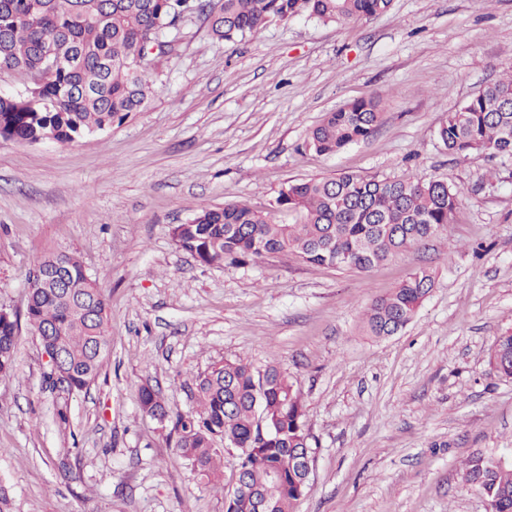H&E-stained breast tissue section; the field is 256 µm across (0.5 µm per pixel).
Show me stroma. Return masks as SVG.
Returning a JSON list of instances; mask_svg holds the SVG:
<instances>
[{"mask_svg":"<svg viewBox=\"0 0 512 512\" xmlns=\"http://www.w3.org/2000/svg\"><path fill=\"white\" fill-rule=\"evenodd\" d=\"M171 36L148 106L122 123L67 144L0 137V306L24 313L36 258L74 253L107 297L111 336L98 378L71 393L20 322L0 378L9 512H224L137 393L152 384L171 413H192L195 377L238 358L279 366L302 392L317 448L298 512H487L463 470L512 449V378L489 366L512 330V156L448 154L438 131L512 69V0L272 17L232 41L193 15ZM372 95V137L309 147L326 113ZM340 173L447 181V236L366 272L292 255L205 266L172 238L201 207L266 211L288 184ZM421 267L435 284L412 321L365 336L372 300Z\"/></svg>","mask_w":512,"mask_h":512,"instance_id":"obj_1","label":"stroma"}]
</instances>
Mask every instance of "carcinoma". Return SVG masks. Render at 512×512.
Returning <instances> with one entry per match:
<instances>
[{
	"label": "carcinoma",
	"mask_w": 512,
	"mask_h": 512,
	"mask_svg": "<svg viewBox=\"0 0 512 512\" xmlns=\"http://www.w3.org/2000/svg\"><path fill=\"white\" fill-rule=\"evenodd\" d=\"M392 0H0V71L39 82L23 95H0V137L23 143L52 138L66 144L105 131L143 108L151 94L148 72L175 49L166 36L172 23L198 15L213 38L230 41L258 32L270 16L306 13L323 22L367 20ZM52 44L66 64L46 72L42 50ZM382 121L380 100L369 97L326 113L309 145L332 154L370 138ZM452 155H512V71L448 113L439 130ZM458 191L447 182H424L344 173L291 183L276 200L277 219L237 202L203 207L187 224L171 229L176 244L205 265L241 267L272 255L340 270L365 272L432 237L448 233ZM434 276L409 274L365 313L364 330L393 336L413 319L431 292ZM107 299L73 253L36 259L28 279L26 321L46 346L61 354L57 373L70 392L93 383L109 347ZM18 318L0 317V376L14 365ZM489 364L512 378V333L495 338ZM198 410L170 416L160 393L145 384L140 409L160 420L174 418L175 453L200 481L220 480L224 449L249 486L235 498L224 492V512H297L305 474L290 464L293 453L313 447L302 393L276 366L244 360L215 365L195 382ZM224 447L216 446V439ZM464 481L485 500L487 512H512V463L482 453L466 463Z\"/></svg>",
	"instance_id": "obj_1"
}]
</instances>
